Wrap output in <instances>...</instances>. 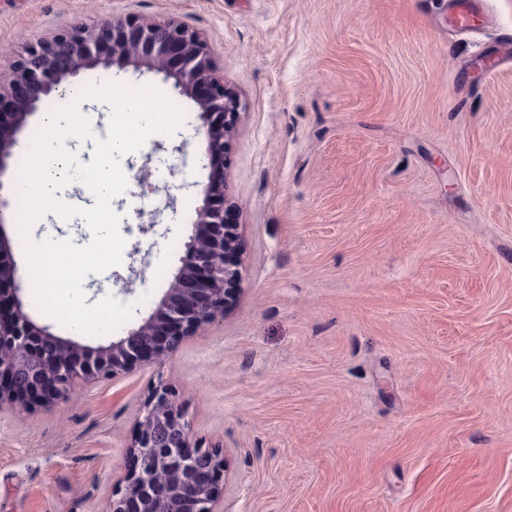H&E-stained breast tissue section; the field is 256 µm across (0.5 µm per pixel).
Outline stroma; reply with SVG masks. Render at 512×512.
Returning <instances> with one entry per match:
<instances>
[{
    "instance_id": "35a3bbf8",
    "label": "stroma",
    "mask_w": 512,
    "mask_h": 512,
    "mask_svg": "<svg viewBox=\"0 0 512 512\" xmlns=\"http://www.w3.org/2000/svg\"><path fill=\"white\" fill-rule=\"evenodd\" d=\"M485 3L458 30L452 0H0V77L75 22L175 17L245 104L226 172L234 305L164 363L0 414V512H107L161 383L227 459L224 512H512V65L477 69L512 40V0ZM178 143L203 158L178 129L130 153L122 261L83 282L129 322L86 334L25 293L38 324L98 346L153 312L209 176L180 172ZM159 168L177 205L128 235ZM7 232L21 262L29 240L92 239L78 217Z\"/></svg>"
}]
</instances>
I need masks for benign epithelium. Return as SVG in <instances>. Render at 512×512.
<instances>
[{"label":"benign epithelium","instance_id":"benign-epithelium-1","mask_svg":"<svg viewBox=\"0 0 512 512\" xmlns=\"http://www.w3.org/2000/svg\"><path fill=\"white\" fill-rule=\"evenodd\" d=\"M100 64L144 68L192 100L200 123L192 137L206 143L203 202L180 267L156 309L127 335L88 347L38 324L26 310L23 279L6 230L13 191L4 190L19 137L42 98L70 77ZM244 103L224 83L209 42L175 17L145 20L104 14L28 46L0 79V412L68 401L101 378H116L143 361L164 362L184 341L224 315L240 282L239 225L230 218L224 170ZM131 464L112 493L108 512H222L226 459L193 439L178 393L160 384L140 409L129 449Z\"/></svg>","mask_w":512,"mask_h":512}]
</instances>
